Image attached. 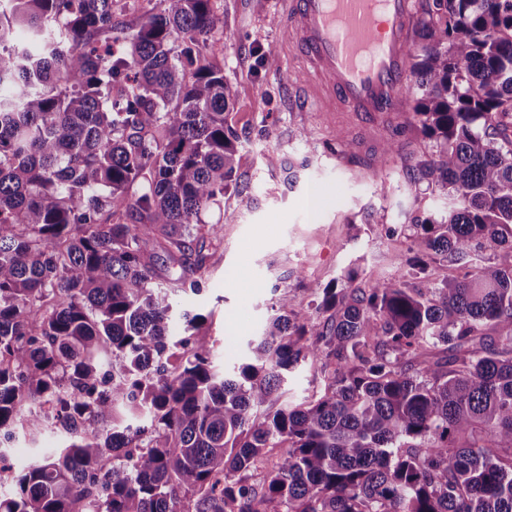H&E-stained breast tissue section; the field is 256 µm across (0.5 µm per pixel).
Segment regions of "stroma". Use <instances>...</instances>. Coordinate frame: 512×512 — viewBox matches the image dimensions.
<instances>
[{
  "label": "stroma",
  "instance_id": "35a3bbf8",
  "mask_svg": "<svg viewBox=\"0 0 512 512\" xmlns=\"http://www.w3.org/2000/svg\"><path fill=\"white\" fill-rule=\"evenodd\" d=\"M282 9L283 0L214 2L224 51L212 63L232 94L226 125L237 136V189L209 216L224 231L206 248L200 291L167 295L175 312L208 314L199 334L228 372L248 355L281 295H290L302 322L320 288L347 271L363 288L398 278L396 259L407 253L414 218L456 203L411 176L433 153L413 127L316 111L296 52L275 70L257 64L268 43H284L282 27L268 23ZM342 141L355 144L361 164L344 160ZM388 141L394 154L382 152ZM245 196L250 206L241 205ZM376 211L383 223H372Z\"/></svg>",
  "mask_w": 512,
  "mask_h": 512
}]
</instances>
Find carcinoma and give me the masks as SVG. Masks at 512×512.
<instances>
[{"label":"carcinoma","mask_w":512,"mask_h":512,"mask_svg":"<svg viewBox=\"0 0 512 512\" xmlns=\"http://www.w3.org/2000/svg\"><path fill=\"white\" fill-rule=\"evenodd\" d=\"M120 2L0 0V512H512V265L427 275L512 247V0H420L415 169L457 205L414 219L400 279L351 270L304 323L282 295L232 375L170 335L146 251L196 274L223 233L212 0ZM305 362L323 386L286 404ZM57 423L76 441L12 471L5 444Z\"/></svg>","instance_id":"1"}]
</instances>
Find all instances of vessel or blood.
<instances>
[{"label":"vessel or blood","instance_id":"1","mask_svg":"<svg viewBox=\"0 0 512 512\" xmlns=\"http://www.w3.org/2000/svg\"><path fill=\"white\" fill-rule=\"evenodd\" d=\"M290 43L321 82L322 106L367 121L403 111L414 0H288Z\"/></svg>","mask_w":512,"mask_h":512}]
</instances>
